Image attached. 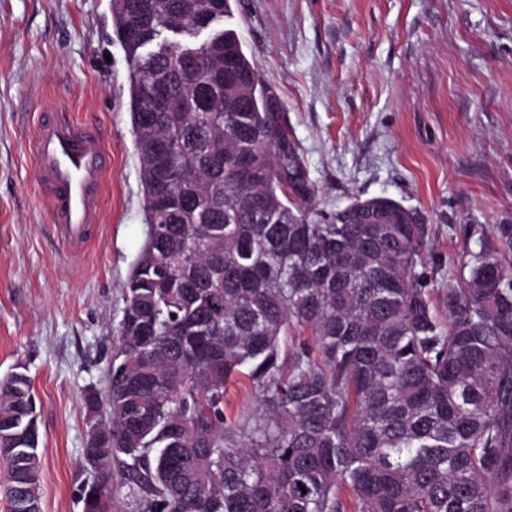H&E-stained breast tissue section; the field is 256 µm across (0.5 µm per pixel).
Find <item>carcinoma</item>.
Listing matches in <instances>:
<instances>
[{"mask_svg":"<svg viewBox=\"0 0 512 512\" xmlns=\"http://www.w3.org/2000/svg\"><path fill=\"white\" fill-rule=\"evenodd\" d=\"M232 2L112 0L145 208L170 204L125 283L109 387L84 397L83 463L131 460L147 512H512V225L464 227L437 303L416 211L318 206L276 98L215 27ZM239 375L263 404L245 429L224 412ZM32 401L26 372L0 377L10 512H41ZM110 495L85 485L83 512Z\"/></svg>","mask_w":512,"mask_h":512,"instance_id":"obj_1","label":"carcinoma"}]
</instances>
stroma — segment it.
Segmentation results:
<instances>
[{
  "label": "stroma",
  "instance_id": "obj_1",
  "mask_svg": "<svg viewBox=\"0 0 512 512\" xmlns=\"http://www.w3.org/2000/svg\"><path fill=\"white\" fill-rule=\"evenodd\" d=\"M229 24L321 208L416 210L429 287L456 277L463 225L512 224V0H238ZM129 81L110 0H0V376L21 365L33 381L41 512H83L96 478L84 397L106 388L147 231ZM52 105L112 150L100 233L74 261L47 232L27 150Z\"/></svg>",
  "mask_w": 512,
  "mask_h": 512
}]
</instances>
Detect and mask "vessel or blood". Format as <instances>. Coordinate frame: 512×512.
I'll return each mask as SVG.
<instances>
[{"label": "vessel or blood", "mask_w": 512, "mask_h": 512, "mask_svg": "<svg viewBox=\"0 0 512 512\" xmlns=\"http://www.w3.org/2000/svg\"><path fill=\"white\" fill-rule=\"evenodd\" d=\"M35 180L54 237L68 256L89 248L99 229L101 193L112 167L100 132L70 113H42L29 143Z\"/></svg>", "instance_id": "obj_1"}]
</instances>
